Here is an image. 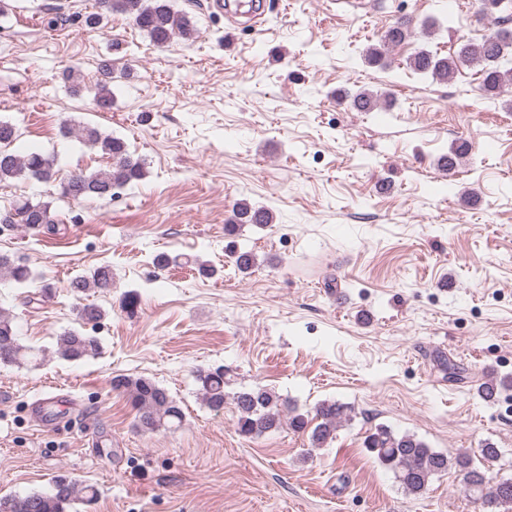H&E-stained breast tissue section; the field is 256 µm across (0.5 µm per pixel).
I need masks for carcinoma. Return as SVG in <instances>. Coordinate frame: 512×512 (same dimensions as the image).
I'll list each match as a JSON object with an SVG mask.
<instances>
[{
  "mask_svg": "<svg viewBox=\"0 0 512 512\" xmlns=\"http://www.w3.org/2000/svg\"><path fill=\"white\" fill-rule=\"evenodd\" d=\"M114 13L126 16L134 26L145 32L153 44L166 46L174 35L189 40L194 26L184 14L174 12L170 0H95L94 12L85 15L84 24L95 28L101 19ZM440 28L436 21H424L416 26L410 19H400L390 25L382 35L381 43L366 50L365 60L374 66L386 65V52L391 46H399L413 38L416 31L431 34ZM480 67V90L488 99H497L512 86V30L500 27L477 41L464 40L458 50L441 56L426 48L411 55L409 68L426 78L446 82L463 64ZM112 63L100 67L96 103L102 109L112 107ZM351 106L359 112H371L384 104L392 106L390 92H374L367 89L343 92ZM75 131L69 128L67 134ZM78 138L92 146H100L111 163L92 173L75 171L61 183L62 194L74 201L87 197L110 198L112 190L126 187L145 176V163L134 157L120 138L104 136L98 128L83 126L76 131ZM17 137V128L8 121H0V183L19 178L49 181L57 173L56 158L43 152L20 155L9 150ZM469 144L462 142L449 153L440 157V166L448 171L458 167L468 153ZM234 219L225 225V231L234 235L244 224L265 226L273 223V214L264 207L247 200L238 201L233 207ZM1 224H23L30 229L45 228L56 232L62 223L45 202L19 200L14 211L0 214ZM0 274L24 285L33 279L32 271L0 254ZM112 287V272L106 267L96 269L89 278L78 277L70 281L68 288L80 294L89 288L106 291ZM59 354L70 361L92 357L99 353L97 338L76 331H68L58 337ZM37 359L34 348L20 343L12 321L0 315V362L23 364ZM199 390L205 405L212 411L224 409L227 399H232L237 409V431L240 435L255 439L283 425L282 412H288V427L309 435L310 445L321 448L336 436L337 429L346 421L352 408L335 401H324L314 416L299 413L288 401L274 391L256 387L245 388L230 394L226 388L230 378L221 367L198 374ZM112 390L128 395L136 410V426L143 431H155L161 427H178L183 412L168 392L150 378L117 375L112 377ZM365 448L385 467L393 470L403 488L411 495H420L431 480L454 468L463 475L464 492L477 506L479 512H512V481L496 480L489 470L473 464L471 456L461 453L453 458L428 447L413 435H396L386 427H379L364 441ZM92 499L95 490L80 488L61 478L50 491H36L24 496L0 498V512H64V504L79 494Z\"/></svg>",
  "mask_w": 512,
  "mask_h": 512,
  "instance_id": "cac0c4a2",
  "label": "carcinoma"
}]
</instances>
